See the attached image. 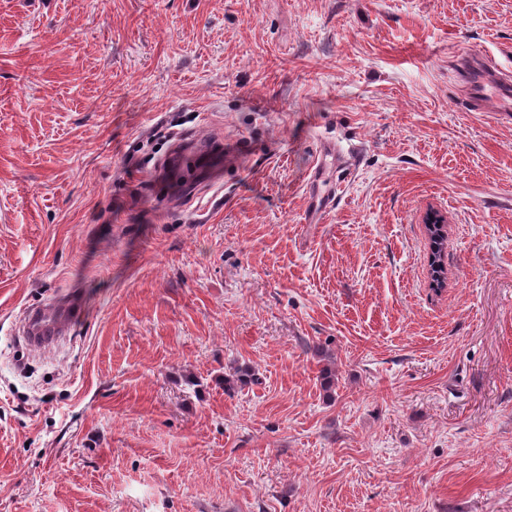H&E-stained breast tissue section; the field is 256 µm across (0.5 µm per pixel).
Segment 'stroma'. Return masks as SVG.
<instances>
[{
  "label": "stroma",
  "mask_w": 512,
  "mask_h": 512,
  "mask_svg": "<svg viewBox=\"0 0 512 512\" xmlns=\"http://www.w3.org/2000/svg\"><path fill=\"white\" fill-rule=\"evenodd\" d=\"M479 47L512 72V0H0V512H512ZM212 136L236 168L159 192ZM79 313V303L71 299L36 309L26 321L25 335L29 336L33 347H46L57 336L72 330Z\"/></svg>",
  "instance_id": "stroma-1"
}]
</instances>
